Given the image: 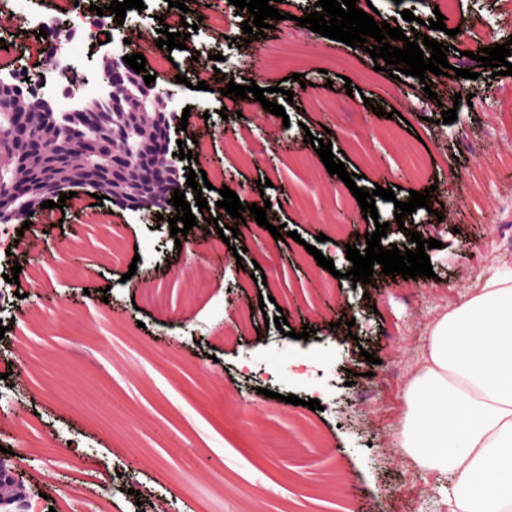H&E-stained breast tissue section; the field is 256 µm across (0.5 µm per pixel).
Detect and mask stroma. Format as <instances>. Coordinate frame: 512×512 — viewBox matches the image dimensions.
I'll use <instances>...</instances> for the list:
<instances>
[{
  "mask_svg": "<svg viewBox=\"0 0 512 512\" xmlns=\"http://www.w3.org/2000/svg\"><path fill=\"white\" fill-rule=\"evenodd\" d=\"M315 2L296 0L293 19L277 21L254 49L196 28V14L185 13L195 30L155 79L168 86L193 60L269 89L288 124L268 125L259 106L222 118L220 92L185 86L172 108L202 119L241 202L270 180L271 225L298 239L243 224L230 248H219L220 194L206 189L211 209L197 213L198 233L179 246L168 221L111 200L98 210L104 221H92L91 194L81 189L51 209L50 224L29 227L44 252L77 243L56 263L18 254L20 265L40 266V287L24 273L6 282L11 266L0 250V446L14 453L38 512H443L440 480L415 470L396 440L431 323L512 269V84L481 68L468 82L472 101L441 123L438 102L453 99L454 77L431 81L426 94L416 77L375 70L358 50L298 26ZM33 10L78 17L84 8L15 0L0 15V38L15 39L28 69L43 62L19 37ZM457 12L473 22L474 48L512 39V0H457ZM309 134L330 138L357 187L394 189L395 201L376 199L378 219L361 218ZM261 140L271 149L251 162ZM414 161L447 205L440 217L421 207L406 218L440 242L428 252L434 275L396 282L377 270L371 284L353 285L346 247L366 249L362 235L375 222L389 225L383 248L411 246L394 211L420 187ZM312 244L334 271L317 264ZM257 270L265 281L253 280ZM141 283L164 291L166 313L133 306ZM262 297L264 314L225 344L232 310ZM280 314L313 335L284 336L270 324ZM288 394L299 404L286 403ZM309 399L320 409L306 408Z\"/></svg>",
  "mask_w": 512,
  "mask_h": 512,
  "instance_id": "obj_1",
  "label": "stroma"
}]
</instances>
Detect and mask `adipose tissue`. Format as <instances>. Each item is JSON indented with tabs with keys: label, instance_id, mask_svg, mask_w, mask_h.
<instances>
[{
	"label": "adipose tissue",
	"instance_id": "ef3b65f1",
	"mask_svg": "<svg viewBox=\"0 0 512 512\" xmlns=\"http://www.w3.org/2000/svg\"><path fill=\"white\" fill-rule=\"evenodd\" d=\"M406 401L398 446L448 512H512V273L433 321Z\"/></svg>",
	"mask_w": 512,
	"mask_h": 512
}]
</instances>
